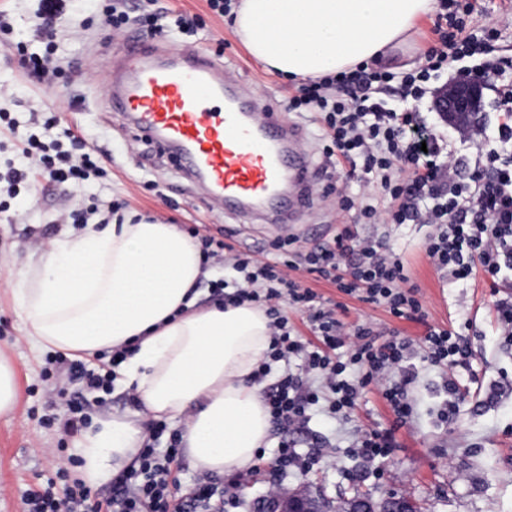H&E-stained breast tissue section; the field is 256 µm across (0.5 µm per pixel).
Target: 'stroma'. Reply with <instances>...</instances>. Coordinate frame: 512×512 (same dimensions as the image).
Returning <instances> with one entry per match:
<instances>
[{
    "mask_svg": "<svg viewBox=\"0 0 512 512\" xmlns=\"http://www.w3.org/2000/svg\"><path fill=\"white\" fill-rule=\"evenodd\" d=\"M169 13L194 16L192 28L172 29L167 47L218 58L253 94L283 107V118L303 126L315 165H322L321 142L312 119L288 111L296 83L264 68L236 36L228 20L215 16L206 0H158ZM432 17L418 21L411 42L381 60L391 71L421 65V53L433 39ZM133 37L150 35L131 25L117 32L102 24L95 12L69 11L56 29L57 63L65 70L54 84H38L24 74L17 54L0 45V93L13 104L10 111L26 122L33 108L60 114L63 125H79L89 142L112 156L99 184L88 187L46 185L32 176L7 189L0 184V356L16 372L17 400L11 413L0 414V512H24L27 489L53 476L68 456L78 455L76 436L48 426L44 415H64L66 403L50 400L65 376L47 377L46 352L31 351L26 323L13 291L17 272L30 253L71 228V211L101 201L121 203L124 210L181 229L196 226L224 240L233 250L261 254L276 236L270 225L239 213L213 207L187 179L169 154L135 142L119 116L107 112L102 90L108 78L113 47ZM359 192L357 182L338 174L314 187L313 207L288 232L307 250L336 234L343 216L338 193ZM426 230L418 224H392L385 241L400 252L425 306V320L392 316L384 307L344 295L331 284L304 275L305 284L336 304V315L349 324L367 318L418 347L428 327L452 329L463 335L473 353L476 383L468 384L452 422L438 416L445 394L444 370L419 364V377L409 397L413 412L396 425L381 391L367 386L352 418L334 420L321 410L310 413L306 427L272 430L264 456L240 479L212 476L224 489V512H250L258 497L307 479L312 492L335 507L359 492L390 490L414 501L420 512H512V344L500 334L496 295L484 276L450 282L427 258ZM393 430L397 446L381 461L359 455L355 441L365 431ZM283 440L293 441L297 462L271 471L272 452Z\"/></svg>",
    "mask_w": 512,
    "mask_h": 512,
    "instance_id": "stroma-1",
    "label": "stroma"
}]
</instances>
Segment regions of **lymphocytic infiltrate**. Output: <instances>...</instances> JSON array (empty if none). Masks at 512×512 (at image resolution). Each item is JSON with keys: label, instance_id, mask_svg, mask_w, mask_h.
<instances>
[{"label": "lymphocytic infiltrate", "instance_id": "lymphocytic-infiltrate-1", "mask_svg": "<svg viewBox=\"0 0 512 512\" xmlns=\"http://www.w3.org/2000/svg\"><path fill=\"white\" fill-rule=\"evenodd\" d=\"M67 2L40 0L31 17L44 49L20 54L19 62L38 82L49 83L61 75L55 63L54 24ZM476 8L475 0H441L432 27L435 40L419 69L394 73L362 64L302 84L289 99V111L318 113L327 168L348 167L349 177L377 188L374 203L367 205L341 195L340 209L355 212V223L306 252L297 248L296 237L275 239L262 259L226 251L223 240L196 228L191 231L203 262L222 264L232 275L228 281H211L217 302L253 301L264 306L271 320L270 352L260 362L257 376H265L274 362L303 359L301 372H287L264 398L275 423L306 421L308 410L320 401L311 383L318 376L333 395L334 415L347 416L371 383L381 387L397 422H404L410 412L408 389L417 378V363L411 361L408 343L396 337L381 339L367 321L346 325L322 296L295 276L301 269L318 274L343 294L386 306L394 317L420 319L423 305L405 261L382 241L360 234V225H427L424 248L437 270L457 280L512 276V83L500 97L502 119L495 134H487L478 123L458 131L464 148L460 154L448 149L417 106L430 83L464 59L473 61L468 76L483 82L512 73V57L494 53L496 28L468 27L467 19ZM104 18L116 30L134 22L155 36L167 31L163 14L142 10L139 0H113ZM45 125L59 129L60 140L47 144L31 135L17 144L44 182L78 186L90 175L102 174L97 159L86 150L82 132L62 126L54 114ZM465 168L470 171L466 177L461 174ZM290 308L307 312L318 346H307L290 325ZM419 348L421 362L465 372L473 369L468 346L451 331L428 328ZM49 362L67 375L66 386L57 391L68 399V413L60 425L65 433L76 434L88 424L93 405H104L113 375L91 372L79 354L54 353ZM87 389L100 391V398L93 403L83 398ZM166 429L164 420L152 421L151 439L107 496L93 498L79 480L66 485L60 495L49 484L25 495L26 512H197L200 503L213 497L214 488L198 484L189 498L171 505L169 476L172 464L180 460L179 450L173 446L161 455L153 442Z\"/></svg>", "mask_w": 512, "mask_h": 512}]
</instances>
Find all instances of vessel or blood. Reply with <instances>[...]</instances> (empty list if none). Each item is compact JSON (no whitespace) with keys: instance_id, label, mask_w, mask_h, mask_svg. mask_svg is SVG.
<instances>
[{"instance_id":"1","label":"vessel or blood","mask_w":512,"mask_h":512,"mask_svg":"<svg viewBox=\"0 0 512 512\" xmlns=\"http://www.w3.org/2000/svg\"><path fill=\"white\" fill-rule=\"evenodd\" d=\"M108 108L137 140L171 152L213 205L257 214L273 200L287 212L313 202L302 126L209 56L126 40L113 50Z\"/></svg>"}]
</instances>
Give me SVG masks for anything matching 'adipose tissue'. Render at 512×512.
<instances>
[{
  "label": "adipose tissue",
  "instance_id": "ef3b65f1",
  "mask_svg": "<svg viewBox=\"0 0 512 512\" xmlns=\"http://www.w3.org/2000/svg\"><path fill=\"white\" fill-rule=\"evenodd\" d=\"M435 0H240L233 29L271 73L333 76L404 41ZM197 242L177 225L126 214L122 223L64 230L15 282L30 343L91 354L129 348L116 389L182 428L202 473L250 470L272 428L253 379L271 341L258 305L198 307ZM147 437L138 419L99 420L78 442L80 478L119 473Z\"/></svg>",
  "mask_w": 512,
  "mask_h": 512
}]
</instances>
